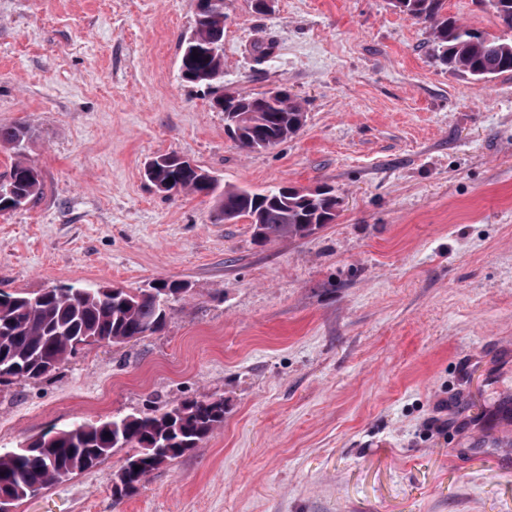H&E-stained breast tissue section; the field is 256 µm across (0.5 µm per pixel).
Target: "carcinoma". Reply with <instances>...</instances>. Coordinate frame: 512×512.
<instances>
[{"mask_svg": "<svg viewBox=\"0 0 512 512\" xmlns=\"http://www.w3.org/2000/svg\"><path fill=\"white\" fill-rule=\"evenodd\" d=\"M445 0H394L398 12L424 25L436 46L437 60L448 69L487 80L512 72V37L489 36L443 14ZM224 12L210 6L196 12L194 33L204 42L224 34ZM183 80L211 86L224 77V57H198L189 44L181 48ZM236 112L252 113V125L235 137L244 150L262 135L272 146L293 138L306 122L302 102L288 90L272 98L234 97ZM25 133L0 128V143L20 148ZM147 179L170 181L175 193H194L215 200L219 216L247 217L263 241L304 238L331 223L338 207L330 189L307 192L282 184L256 192L221 186L202 168L159 164ZM40 192L38 172L19 161L0 181V211L17 209ZM189 292L188 284L162 280L137 292L100 284L72 283L34 294L0 293V385L36 380L74 357L76 343L112 344L161 331L170 304ZM224 424V399H186L161 412L131 413L108 421L75 420L57 431L28 438L18 448H0V498L11 507L39 496L48 486L96 467L126 451L112 480V496L133 495L155 471L201 447ZM138 462L140 469L132 467Z\"/></svg>", "mask_w": 512, "mask_h": 512, "instance_id": "carcinoma-1", "label": "carcinoma"}]
</instances>
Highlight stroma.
I'll return each mask as SVG.
<instances>
[{
    "instance_id": "stroma-1",
    "label": "stroma",
    "mask_w": 512,
    "mask_h": 512,
    "mask_svg": "<svg viewBox=\"0 0 512 512\" xmlns=\"http://www.w3.org/2000/svg\"><path fill=\"white\" fill-rule=\"evenodd\" d=\"M503 33L488 0H446ZM196 0H0V291L188 283L164 329L0 385V448L223 399L224 424L117 500L113 455L13 512H512V73L439 66L387 0H224V78L179 75ZM296 94L294 138L244 151L216 96ZM175 153L226 185L327 186L336 220L259 241L145 175ZM2 185V186H1ZM38 172L19 161L14 163L0 182V211L14 210L27 204L40 192Z\"/></svg>"
}]
</instances>
